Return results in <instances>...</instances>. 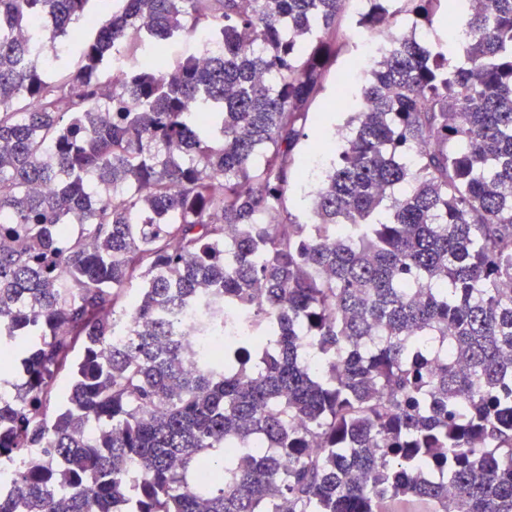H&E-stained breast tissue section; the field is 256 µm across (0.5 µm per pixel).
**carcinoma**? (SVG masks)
<instances>
[{"instance_id":"cac0c4a2","label":"carcinoma","mask_w":512,"mask_h":512,"mask_svg":"<svg viewBox=\"0 0 512 512\" xmlns=\"http://www.w3.org/2000/svg\"><path fill=\"white\" fill-rule=\"evenodd\" d=\"M344 3L0 0V512H512V0H464L460 66L389 36L303 222ZM186 304L226 346L171 338Z\"/></svg>"}]
</instances>
